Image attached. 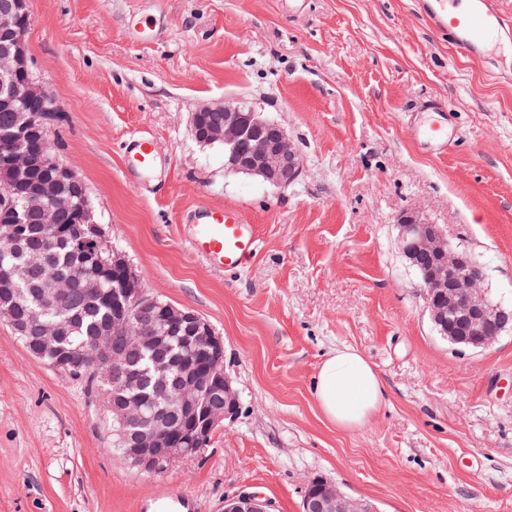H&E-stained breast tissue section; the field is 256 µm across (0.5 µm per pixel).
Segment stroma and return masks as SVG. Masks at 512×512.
Instances as JSON below:
<instances>
[{"instance_id":"35a3bbf8","label":"stroma","mask_w":512,"mask_h":512,"mask_svg":"<svg viewBox=\"0 0 512 512\" xmlns=\"http://www.w3.org/2000/svg\"><path fill=\"white\" fill-rule=\"evenodd\" d=\"M32 72L60 112L57 159L84 183L112 248L160 300L224 340L236 419L209 446L149 475L109 451L97 391L31 357L0 321V512H223L258 492L300 512L308 481L378 512H512V331L481 350L435 332L396 244L402 216L440 225L512 303V56L457 55L412 0H29ZM163 12L156 41L126 21ZM243 97L283 125L304 169L288 187L228 171L193 136L204 102ZM446 100L460 139L416 148L401 112ZM151 137L157 168L123 173L121 142ZM206 203L256 224L240 272L189 251L179 217ZM360 350L385 384L370 423L340 430L312 386Z\"/></svg>"}]
</instances>
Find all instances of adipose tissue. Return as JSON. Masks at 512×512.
Listing matches in <instances>:
<instances>
[{
    "label": "adipose tissue",
    "instance_id": "obj_1",
    "mask_svg": "<svg viewBox=\"0 0 512 512\" xmlns=\"http://www.w3.org/2000/svg\"><path fill=\"white\" fill-rule=\"evenodd\" d=\"M313 394L323 416L337 428L365 427L378 412L384 383L375 367L352 347L336 349L321 363Z\"/></svg>",
    "mask_w": 512,
    "mask_h": 512
}]
</instances>
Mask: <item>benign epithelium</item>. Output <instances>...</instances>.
I'll return each instance as SVG.
<instances>
[{"label": "benign epithelium", "instance_id": "obj_1", "mask_svg": "<svg viewBox=\"0 0 512 512\" xmlns=\"http://www.w3.org/2000/svg\"><path fill=\"white\" fill-rule=\"evenodd\" d=\"M30 24L29 0H0V109L16 113L15 129L0 146V240L5 243L19 241L26 224L54 226L66 216L75 224L93 223L81 179L52 152L48 126L58 107L33 76L26 43ZM206 112L224 113V123L201 126ZM191 129L202 144L224 145V166L232 172L286 187L303 171L301 154L287 131L269 123L241 98L199 106L192 113ZM40 163L51 168L49 177H33ZM20 194L32 199L21 211L15 202ZM399 228L401 254L424 266L426 308L442 336L469 349L494 343L512 325V310L488 299L479 259L451 247L440 225L417 215L404 216ZM112 270L121 272L123 288L112 289V320L101 325L95 336L112 375V391L103 396L111 402L112 435L124 444L123 457L139 471L154 474L204 450L213 431L236 417L239 397L224 369L223 339L212 325L188 308L148 294L140 274L116 250ZM31 276L56 279L41 250L32 253L23 267L0 262V277L14 284V296L21 293L19 284ZM56 293L94 299L105 290L100 278L83 277L65 283ZM0 319L32 357L56 372L89 365L73 353H61L62 324L20 321L9 306L0 309ZM175 337L186 348L181 356L172 352ZM143 350L150 352L148 367L143 372L131 369L132 356ZM146 373L158 396L149 403L137 394ZM224 512H270V504L259 493L242 492L224 498ZM301 512H376V508L334 483L314 478L305 489Z\"/></svg>", "mask_w": 512, "mask_h": 512}]
</instances>
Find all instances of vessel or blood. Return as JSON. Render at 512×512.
<instances>
[{
	"label": "vessel or blood",
	"instance_id": "obj_1",
	"mask_svg": "<svg viewBox=\"0 0 512 512\" xmlns=\"http://www.w3.org/2000/svg\"><path fill=\"white\" fill-rule=\"evenodd\" d=\"M415 6L437 36L447 38L458 53L473 60L487 58L491 44L512 30V15L503 11L501 0H415ZM422 109L437 113L438 118L425 126L415 113H406L413 139L434 154H447V103L430 100ZM125 166L134 181L153 171L154 141L146 136L132 137L125 145ZM179 222L190 252L214 270H242L259 250L256 225L237 210L200 204L183 212Z\"/></svg>",
	"mask_w": 512,
	"mask_h": 512
}]
</instances>
